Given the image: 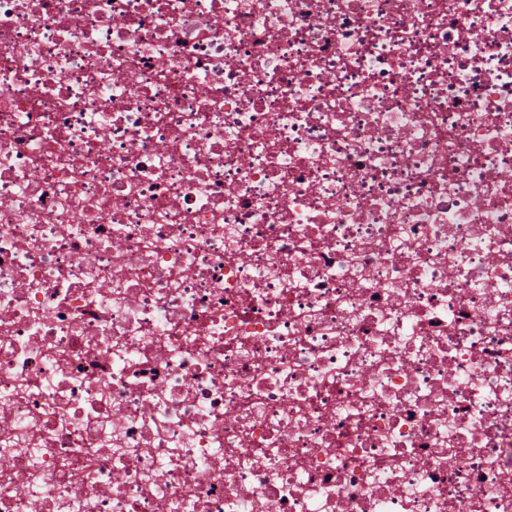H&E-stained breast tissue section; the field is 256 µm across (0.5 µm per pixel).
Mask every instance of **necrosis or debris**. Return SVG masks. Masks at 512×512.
Here are the masks:
<instances>
[{
  "label": "necrosis or debris",
  "instance_id": "obj_1",
  "mask_svg": "<svg viewBox=\"0 0 512 512\" xmlns=\"http://www.w3.org/2000/svg\"><path fill=\"white\" fill-rule=\"evenodd\" d=\"M0 512H512V0H0Z\"/></svg>",
  "mask_w": 512,
  "mask_h": 512
}]
</instances>
